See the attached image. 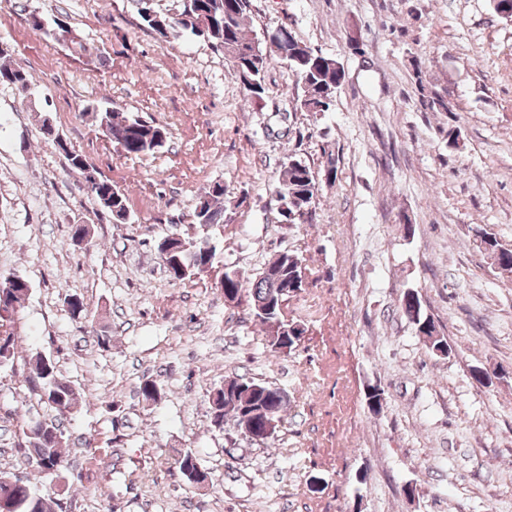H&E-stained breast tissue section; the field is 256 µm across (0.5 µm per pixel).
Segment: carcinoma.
Masks as SVG:
<instances>
[{
    "label": "carcinoma",
    "instance_id": "1",
    "mask_svg": "<svg viewBox=\"0 0 512 512\" xmlns=\"http://www.w3.org/2000/svg\"><path fill=\"white\" fill-rule=\"evenodd\" d=\"M135 2L143 24L162 40L175 39L184 32L197 37L206 36L209 43L230 58L234 74L246 90L248 98L253 101L263 98L264 76L271 55L263 42L250 36L245 30L251 0H193L190 11L183 10L175 17L162 15L155 10L149 13L143 0ZM289 47L292 50L288 60L289 69L302 84L300 109L305 112L328 111L342 84L343 71L338 69L340 61L332 56L318 54L294 38L291 39ZM0 84L28 90L31 80L27 72L0 63ZM98 121L103 134L128 155L149 154L166 139L164 127L139 116L106 111L99 114ZM66 159L70 169L84 174L86 181H97L93 196L100 208L117 221L126 219L125 194L112 186L109 180L95 179L81 154L73 151ZM317 193L318 186L308 165L301 160H288L278 191L285 206L282 216H303ZM223 196L224 187L216 185L200 197L195 212L197 223L208 226L224 221V212L217 206L218 200ZM168 242L175 248L172 255L175 260V275L172 279H189L210 266L213 246L208 238H177L171 241L166 237L159 245ZM477 247L498 267L512 270V254L498 251L497 239L488 241L482 238L477 241ZM301 280L302 268L297 257L280 254L269 261L252 283L254 316L267 326L274 318L282 319L284 303L295 293V285ZM244 283L242 276L226 272L221 286L224 293L234 299L243 290ZM28 297L29 288L24 277L15 273L0 274V358L6 360L5 367L10 369L14 368L15 363L16 338L8 328ZM400 310L416 331L430 340L433 349L442 353L447 351V344L438 337L434 323L424 316L417 292L408 290L404 293ZM25 367L29 388L43 403L61 415L73 411L77 403V393L60 377L52 359L38 353L25 362ZM226 384L231 389L230 395H224V390L219 389L212 397V423L218 428L224 427L226 419L240 426L254 417L263 418L266 411H271L278 417L285 410L286 397L270 385L243 376L230 379ZM63 442V431L53 422L42 421L38 428L31 427L29 422L22 426L20 447L24 457L41 465V472L58 480L64 479ZM174 468L181 479L191 486L200 485L199 476L206 475L190 450L183 451L174 458ZM0 498L7 501L8 512H56L60 508L57 499L41 494L30 482H17L10 486L0 482Z\"/></svg>",
    "mask_w": 512,
    "mask_h": 512
}]
</instances>
